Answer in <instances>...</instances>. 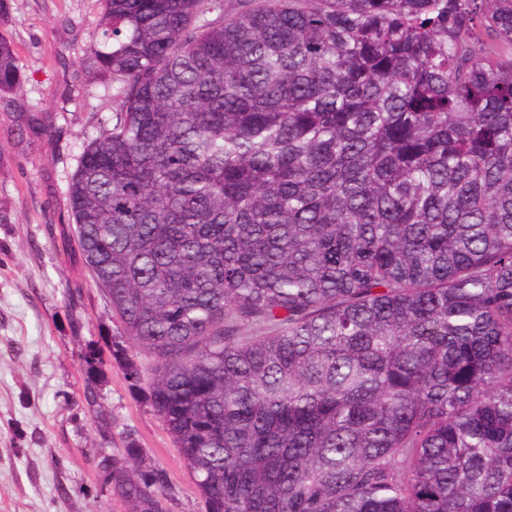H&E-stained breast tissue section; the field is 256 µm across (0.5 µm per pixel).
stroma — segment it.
<instances>
[{
    "mask_svg": "<svg viewBox=\"0 0 512 512\" xmlns=\"http://www.w3.org/2000/svg\"><path fill=\"white\" fill-rule=\"evenodd\" d=\"M100 0H7L0 33L26 78L0 95V512H127L112 487L128 442L167 478L165 512H204L194 477L111 356L121 324L73 240L67 183L112 99L84 65ZM48 132L32 133V118ZM102 364L87 374L88 347Z\"/></svg>",
    "mask_w": 512,
    "mask_h": 512,
    "instance_id": "1",
    "label": "stroma"
}]
</instances>
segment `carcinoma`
<instances>
[{
  "label": "carcinoma",
  "instance_id": "obj_1",
  "mask_svg": "<svg viewBox=\"0 0 512 512\" xmlns=\"http://www.w3.org/2000/svg\"><path fill=\"white\" fill-rule=\"evenodd\" d=\"M101 2L75 242L206 512H512V0Z\"/></svg>",
  "mask_w": 512,
  "mask_h": 512
}]
</instances>
